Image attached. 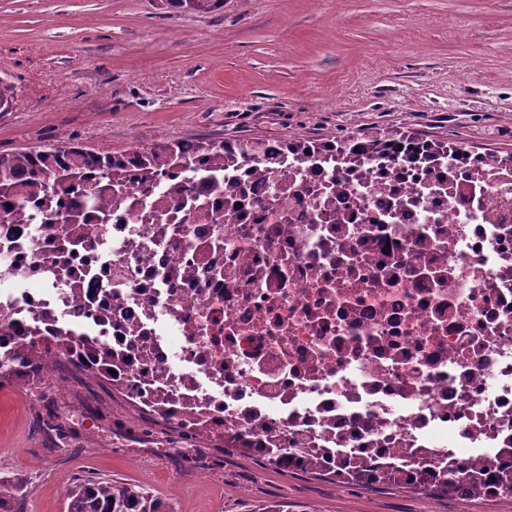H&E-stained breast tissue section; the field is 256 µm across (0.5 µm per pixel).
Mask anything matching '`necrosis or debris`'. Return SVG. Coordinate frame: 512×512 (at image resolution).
Here are the masks:
<instances>
[{"instance_id":"1","label":"necrosis or debris","mask_w":512,"mask_h":512,"mask_svg":"<svg viewBox=\"0 0 512 512\" xmlns=\"http://www.w3.org/2000/svg\"><path fill=\"white\" fill-rule=\"evenodd\" d=\"M457 158L280 155L282 183L224 170L210 208L163 193L121 201L60 253L46 224L0 223V355L52 328L46 360L93 370L77 341L114 356L143 414L250 449L278 468L355 471L379 484L442 467L459 493L499 496L512 471V166ZM170 214L163 231L154 213Z\"/></svg>"}]
</instances>
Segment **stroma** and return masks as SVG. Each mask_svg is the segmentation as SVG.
Masks as SVG:
<instances>
[{
    "label": "stroma",
    "mask_w": 512,
    "mask_h": 512,
    "mask_svg": "<svg viewBox=\"0 0 512 512\" xmlns=\"http://www.w3.org/2000/svg\"><path fill=\"white\" fill-rule=\"evenodd\" d=\"M0 154L70 142L119 153L164 141L375 128L512 154V0H0ZM54 403L66 439L41 413ZM210 457L211 474L196 456ZM141 485L171 512H512V497L414 493L259 469L159 429L84 376L0 385V477L25 512H65L80 480Z\"/></svg>",
    "instance_id": "35a3bbf8"
}]
</instances>
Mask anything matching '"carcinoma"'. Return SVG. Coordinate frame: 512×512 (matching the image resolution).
I'll return each mask as SVG.
<instances>
[{
    "label": "carcinoma",
    "mask_w": 512,
    "mask_h": 512,
    "mask_svg": "<svg viewBox=\"0 0 512 512\" xmlns=\"http://www.w3.org/2000/svg\"><path fill=\"white\" fill-rule=\"evenodd\" d=\"M403 144H417L434 154L445 148L413 134L384 128L340 141L297 137L280 142L284 149L301 154L311 148L332 151L341 146L354 156L383 154ZM269 152L270 142L247 139L160 142L113 154L70 143L0 154V212L6 213L11 224H53V212L63 209L67 219L58 232L72 246L81 242L78 231L82 223L111 221L103 198L109 190H126L140 205L156 192L164 191L176 208L196 211L207 205L210 189L224 185V164L240 158L262 159ZM80 341L89 353L100 357V372L109 373L112 354L99 349L89 336L80 337ZM456 481L455 471L448 468L442 471L438 484L411 487L394 475L388 477L391 486L410 487L422 493H446ZM17 498L14 485L0 478V512H18ZM66 500V512H166L163 503L140 485L107 478L76 483L68 489Z\"/></svg>",
    "instance_id": "cac0c4a2"
}]
</instances>
